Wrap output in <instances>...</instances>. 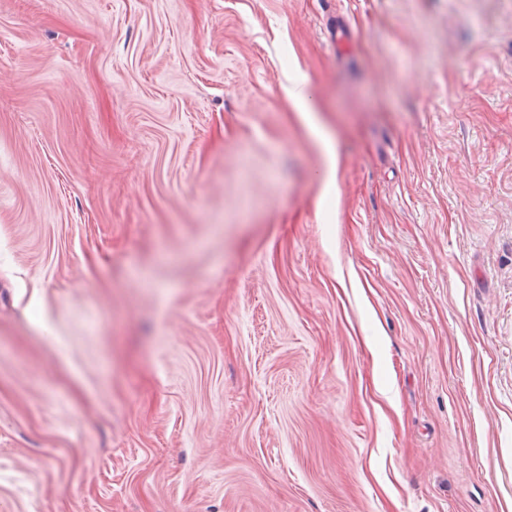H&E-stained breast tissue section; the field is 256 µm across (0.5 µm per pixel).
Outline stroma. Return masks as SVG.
<instances>
[{
	"instance_id": "35a3bbf8",
	"label": "stroma",
	"mask_w": 512,
	"mask_h": 512,
	"mask_svg": "<svg viewBox=\"0 0 512 512\" xmlns=\"http://www.w3.org/2000/svg\"><path fill=\"white\" fill-rule=\"evenodd\" d=\"M0 512H512V0H0ZM286 93L309 134L318 142L323 151L325 164L320 181L321 196L322 198H332L336 194L337 154L335 141L319 121L316 114L319 111L309 104L308 96L300 84L286 88Z\"/></svg>"
}]
</instances>
